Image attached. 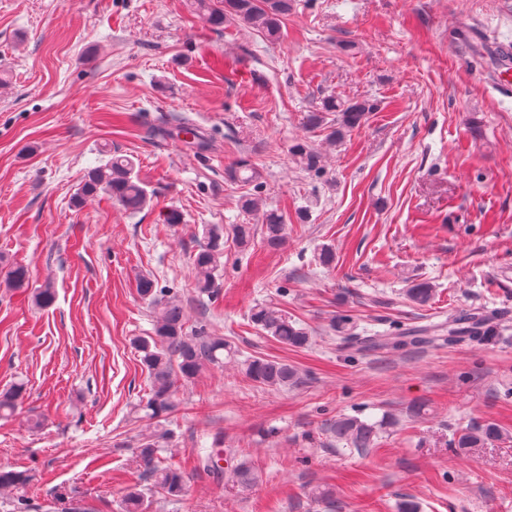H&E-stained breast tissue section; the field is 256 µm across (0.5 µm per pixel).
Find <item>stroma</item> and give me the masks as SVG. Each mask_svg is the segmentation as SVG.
I'll return each instance as SVG.
<instances>
[{
  "instance_id": "obj_1",
  "label": "stroma",
  "mask_w": 512,
  "mask_h": 512,
  "mask_svg": "<svg viewBox=\"0 0 512 512\" xmlns=\"http://www.w3.org/2000/svg\"><path fill=\"white\" fill-rule=\"evenodd\" d=\"M512 0H293L279 40L239 22L211 27L189 0H0V261L28 267L30 291L0 287V390L21 382L0 420V467L28 471V512L80 499L121 512L138 448L165 431L159 466L186 471L170 498L142 481L145 512H512ZM376 109L339 142L309 128L323 98ZM190 124L204 146L187 147ZM321 157L306 171L296 144ZM133 158L151 196L141 212L108 195L80 198L105 150ZM253 188L229 177L239 159ZM282 213L285 244L240 248L236 224H260L241 198ZM183 215L166 224L169 209ZM207 225L223 227L219 294L200 305L190 258ZM332 247L333 266L318 264ZM179 291L189 328L234 354L178 381L176 410L133 411L148 379L133 340L153 332L140 275ZM52 281L55 303L32 289ZM430 282L433 299L405 290ZM258 304L306 328L294 349L249 320ZM492 316L497 334L350 355L334 321L359 336ZM278 358L303 375L273 390L247 360ZM425 412L415 415V405ZM348 415L379 424L377 447L336 441ZM494 421L499 441L456 448ZM223 449L213 471L198 458ZM257 472L238 485L239 467ZM25 387L23 384H15L9 389L0 391V417L9 418L13 416L21 403Z\"/></svg>"
}]
</instances>
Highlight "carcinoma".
<instances>
[{
  "mask_svg": "<svg viewBox=\"0 0 512 512\" xmlns=\"http://www.w3.org/2000/svg\"><path fill=\"white\" fill-rule=\"evenodd\" d=\"M193 2L204 20L214 28L223 27L226 21H239L266 34L273 41L279 38L282 19L291 10V0H222L220 6L214 0ZM374 110L375 104L366 101L342 103L334 97H327L320 111L309 113L307 123L317 128L323 125L325 113H338L336 128L331 130L330 137L340 140L365 122ZM293 152L306 170L316 174L322 171L318 154L306 145H296ZM134 169L132 158L115 151L104 164L87 171L81 195L90 197L105 193L124 209L137 213L148 203V194ZM229 175L244 183L261 179L259 170L247 160L237 161ZM286 230L283 215L272 211L262 214V239L267 248H279L286 239ZM221 240L222 229L203 228V240L191 258L196 287L210 299L217 296L215 281L223 266L224 248ZM29 278V270L23 264L13 263L0 267V282L13 290L29 287ZM137 292L154 309L155 327L154 335L143 336L135 341L141 353L142 365L150 379L148 396L137 404L136 412H142L144 418L158 422L171 414L177 406L175 374L190 380L207 365H223L224 354L230 355L232 351L222 336H210L202 328L192 333L187 332L184 306L176 289L161 287L156 279L143 275L137 281ZM433 292L434 288L426 281L413 283L406 289L409 300L418 305L429 303ZM33 299L40 308L52 306L56 300L53 283L48 280L42 287L35 289ZM250 320L267 336L285 346L303 348L310 342L307 331L297 326L285 312L256 305L251 309ZM494 332L491 319L469 313L452 319L446 328L435 327L430 336L419 330H408L393 336H362L357 339V344L360 351L375 348L399 351L439 341L452 344L460 339L479 345L486 342ZM246 374L252 381L268 388L298 383L296 370L276 358L250 360ZM24 393L25 387L20 383L0 391L1 418L7 419L15 414ZM330 432L336 439L346 441L354 448H373L376 445L377 425L354 416L337 418L330 425ZM501 434L502 429L498 424L487 422L461 432L454 440V447L481 448L497 440ZM157 447L158 440L154 435L145 437L141 443L139 459L142 474L151 478L169 496L179 497L186 487L185 472L179 467H158L155 463ZM29 481L30 476L24 471L0 467V491L20 490Z\"/></svg>",
  "mask_w": 512,
  "mask_h": 512,
  "instance_id": "cac0c4a2",
  "label": "carcinoma"
}]
</instances>
